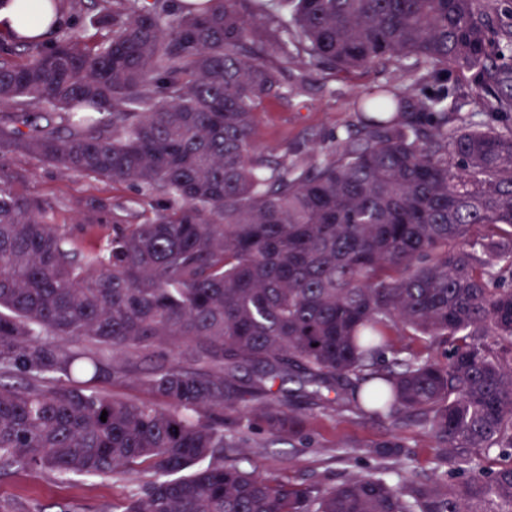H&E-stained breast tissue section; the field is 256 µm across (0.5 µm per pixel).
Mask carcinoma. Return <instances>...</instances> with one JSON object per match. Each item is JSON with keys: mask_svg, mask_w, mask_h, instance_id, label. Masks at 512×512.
I'll return each instance as SVG.
<instances>
[{"mask_svg": "<svg viewBox=\"0 0 512 512\" xmlns=\"http://www.w3.org/2000/svg\"><path fill=\"white\" fill-rule=\"evenodd\" d=\"M101 2L93 47L60 31L80 0H44L53 41L11 36L0 154L168 205L98 199L76 233L0 170V471L136 476L115 512H512V127L483 119L512 116V0ZM309 66L385 78L333 145L256 150ZM448 72L482 111L448 115ZM294 373L311 406L345 379L362 418L422 427L433 477L396 435L331 487L242 466L248 434L303 439Z\"/></svg>", "mask_w": 512, "mask_h": 512, "instance_id": "obj_1", "label": "carcinoma"}]
</instances>
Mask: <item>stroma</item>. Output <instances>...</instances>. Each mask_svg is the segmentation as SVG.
<instances>
[{
	"instance_id": "1",
	"label": "stroma",
	"mask_w": 512,
	"mask_h": 512,
	"mask_svg": "<svg viewBox=\"0 0 512 512\" xmlns=\"http://www.w3.org/2000/svg\"><path fill=\"white\" fill-rule=\"evenodd\" d=\"M379 76V71L372 69L334 80L320 70H310L306 81L290 96L265 104L258 113L252 134L254 147L304 153L312 146L332 143L354 120L351 103L355 94ZM0 166L17 172L13 187L18 194L51 200L58 223L72 228L77 227L86 204L94 199L117 200L135 211L158 209L165 204L164 199L146 197L129 185L80 173L66 174L21 155L1 158ZM291 406L308 416L307 445L295 447L279 441L264 448L247 446L244 453L262 474L296 484L320 482L331 486L342 481L350 469L366 470L373 460L363 452V444L390 438L398 431L386 422L363 420L341 404L327 412L310 408L300 399L292 400ZM398 432L417 454L416 475L430 474L431 438L415 426ZM139 490L138 480L132 477L61 479L21 469L0 473V501L8 502L13 512H112L114 503Z\"/></svg>"
}]
</instances>
